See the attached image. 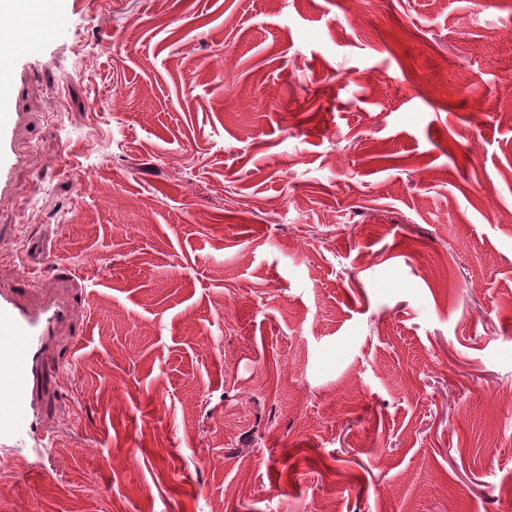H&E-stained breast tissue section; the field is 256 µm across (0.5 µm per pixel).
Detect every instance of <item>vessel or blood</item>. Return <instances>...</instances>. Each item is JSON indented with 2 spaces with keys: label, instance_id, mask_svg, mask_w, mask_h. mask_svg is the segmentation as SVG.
<instances>
[{
  "label": "vessel or blood",
  "instance_id": "obj_1",
  "mask_svg": "<svg viewBox=\"0 0 512 512\" xmlns=\"http://www.w3.org/2000/svg\"><path fill=\"white\" fill-rule=\"evenodd\" d=\"M37 11L48 15L52 7L46 2L37 10L33 0H0V14L7 17ZM36 50V44L28 43L0 53V195L10 189L19 161L18 107L29 91L25 73ZM68 314L67 304L60 299L44 296L26 303L11 284L0 283V440L24 430L39 437L41 447H52V438L40 429L34 402L20 393L37 380L45 338Z\"/></svg>",
  "mask_w": 512,
  "mask_h": 512
}]
</instances>
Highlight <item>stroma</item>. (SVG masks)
<instances>
[{"mask_svg": "<svg viewBox=\"0 0 512 512\" xmlns=\"http://www.w3.org/2000/svg\"><path fill=\"white\" fill-rule=\"evenodd\" d=\"M53 8L0 20V274L70 308L0 512H512V0ZM36 51L37 43H26L0 53V195L10 189L19 161L16 139L21 112L18 107L29 91L25 73Z\"/></svg>", "mask_w": 512, "mask_h": 512, "instance_id": "1", "label": "stroma"}]
</instances>
